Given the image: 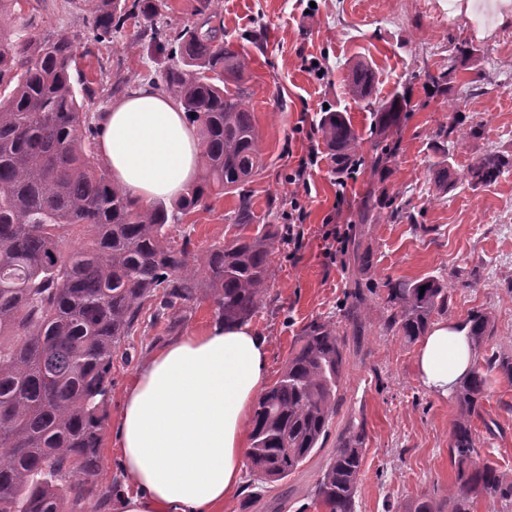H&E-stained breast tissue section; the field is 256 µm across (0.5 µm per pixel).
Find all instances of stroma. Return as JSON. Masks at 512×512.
Instances as JSON below:
<instances>
[{"label":"stroma","instance_id":"stroma-1","mask_svg":"<svg viewBox=\"0 0 512 512\" xmlns=\"http://www.w3.org/2000/svg\"><path fill=\"white\" fill-rule=\"evenodd\" d=\"M155 21L129 17L111 42L92 45L87 0H44L33 32L65 34L73 41L71 77L84 109L97 115L140 84L162 87L165 71L178 59L157 51L156 33L175 36L200 21L198 0H163ZM219 0L224 32L248 60L250 105L260 140L262 168L248 188L255 220L231 224L236 198L209 196L182 215L171 237L190 238L191 259L216 242L254 235L262 225L289 233L271 259L273 274L252 327L269 340L268 378L276 380L303 330L313 320L351 329L348 292L369 290L365 331L348 342L343 385L323 448L286 480L244 485L225 502L224 512H320L310 492L318 474L349 428L363 425L365 458L356 512H416L424 498L453 503L459 494L457 467L448 448L459 415L455 396L428 390L417 374V344L385 327L381 298L388 280L436 276L450 288L448 308L433 322L463 321L474 312L490 319L492 337L475 351L476 360L496 354L512 358V171L490 184L465 179L468 166L490 151L512 158V0L502 5L508 22L493 24L455 12L448 0ZM472 54L459 57V43ZM325 64L315 79L304 61ZM375 73L373 100L407 90L411 109L388 135L376 129L365 101L348 91L356 63ZM350 117L364 151L385 147L381 167L361 165L339 187L331 152L316 129L324 111ZM466 117L454 126L455 112ZM316 165L308 168L311 189L304 199L303 223L289 224L297 185L288 181L310 146ZM447 167L455 185L437 194L434 174ZM392 204L398 216L360 222L367 192ZM340 225L348 234L337 260L326 253L324 233ZM219 317L210 298L179 308L168 319L144 309L136 332L122 340L112 357V385L99 418L102 470L95 480L99 508L72 505L70 512H113L120 488L112 448L125 389L151 352L167 341ZM473 418L481 460L495 465L504 485H512V381L489 371Z\"/></svg>","mask_w":512,"mask_h":512}]
</instances>
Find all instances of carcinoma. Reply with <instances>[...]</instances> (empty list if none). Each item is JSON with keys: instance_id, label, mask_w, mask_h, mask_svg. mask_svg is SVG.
I'll use <instances>...</instances> for the list:
<instances>
[{"instance_id": "1", "label": "carcinoma", "mask_w": 512, "mask_h": 512, "mask_svg": "<svg viewBox=\"0 0 512 512\" xmlns=\"http://www.w3.org/2000/svg\"><path fill=\"white\" fill-rule=\"evenodd\" d=\"M94 42L112 39L122 21L121 0H91ZM37 6L0 16V512H64L86 498L100 474L97 455L100 407L111 385L112 355L134 331L144 306L158 301L157 316L200 296L209 297L226 322L256 313L271 276L274 230L211 246L199 267L190 266V239L172 244L170 224L220 191L237 197L229 220L254 221L245 185L262 165L258 135L243 84L246 60L224 34L216 0H199L203 21L178 33L179 63L167 69L163 89L199 122L202 174L173 209L139 205L112 185L95 145L97 120L84 111L70 75L68 38L37 39ZM375 76L359 63L350 91L372 93ZM396 92L374 112L385 130L409 111ZM336 171L351 167L362 140L341 112L319 121ZM507 163L496 152L467 168L475 184L496 181ZM91 234L87 244L66 243ZM444 280L428 276L391 280L384 306L386 328L412 343L448 307ZM353 324L368 300L349 293ZM475 347L489 341L490 320L468 318ZM347 337L330 320L311 322L281 376L258 398L251 417L249 469L256 480L282 481L323 447L336 414ZM512 377V359L476 365L456 399L460 417L449 452L462 487L495 498L512 495L497 469L475 461L471 418L481 416L486 376L493 364ZM364 461L363 429L353 428L321 471L313 500L324 512H356Z\"/></svg>"}]
</instances>
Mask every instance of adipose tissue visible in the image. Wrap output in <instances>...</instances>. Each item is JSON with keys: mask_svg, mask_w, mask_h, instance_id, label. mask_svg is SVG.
<instances>
[{"mask_svg": "<svg viewBox=\"0 0 512 512\" xmlns=\"http://www.w3.org/2000/svg\"><path fill=\"white\" fill-rule=\"evenodd\" d=\"M98 151L113 185L141 205L178 198L195 181L198 124L150 85L102 113ZM269 341L248 323L217 321L156 349L126 389L116 449L115 512H224L241 494L252 408L267 381ZM469 328L440 322L422 337L417 368L448 395L472 364Z\"/></svg>", "mask_w": 512, "mask_h": 512, "instance_id": "1", "label": "adipose tissue"}]
</instances>
